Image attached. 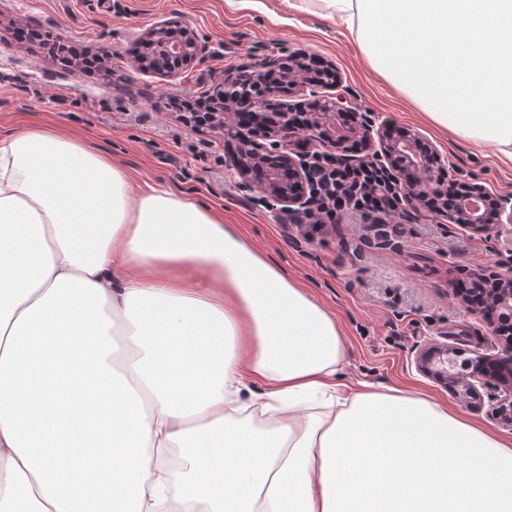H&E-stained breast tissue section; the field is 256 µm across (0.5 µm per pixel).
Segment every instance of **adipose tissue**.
<instances>
[{
  "mask_svg": "<svg viewBox=\"0 0 512 512\" xmlns=\"http://www.w3.org/2000/svg\"><path fill=\"white\" fill-rule=\"evenodd\" d=\"M512 160V0H286ZM333 314L211 207L0 135V512H512V440L340 380Z\"/></svg>",
  "mask_w": 512,
  "mask_h": 512,
  "instance_id": "adipose-tissue-1",
  "label": "adipose tissue"
}]
</instances>
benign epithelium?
<instances>
[{
  "label": "benign epithelium",
  "instance_id": "obj_1",
  "mask_svg": "<svg viewBox=\"0 0 512 512\" xmlns=\"http://www.w3.org/2000/svg\"><path fill=\"white\" fill-rule=\"evenodd\" d=\"M135 40L145 48L178 56L186 64L196 62L202 51L192 27L167 20L154 23ZM334 88L336 84L325 78V72L311 75L306 55L294 51L224 75L217 88L218 111L209 113L207 120L238 142L235 166L242 176L252 177L244 187L258 189L285 210H302L306 207L308 167L305 152L296 150V144L328 138L343 149L350 140L359 139L372 147L369 159L390 167L412 184L415 199L435 198L448 222L465 224L486 237L493 232H512L511 199L495 200L492 217L486 219L483 208L489 194L482 185L460 186L446 179L448 159L432 151L430 158L421 160L417 131H390L371 114L352 111L342 96L333 93ZM293 93L309 97L307 118L300 129L289 122L295 107L285 97ZM458 188L476 206L448 209V190ZM493 280L496 288L490 291L489 300L497 313L512 317V267L494 275ZM458 357L457 348L436 343L419 353L417 367L447 384L462 402L475 396L476 385H481L491 402L492 416L512 430V343L494 355L476 354L467 359L465 373L457 370Z\"/></svg>",
  "mask_w": 512,
  "mask_h": 512
}]
</instances>
